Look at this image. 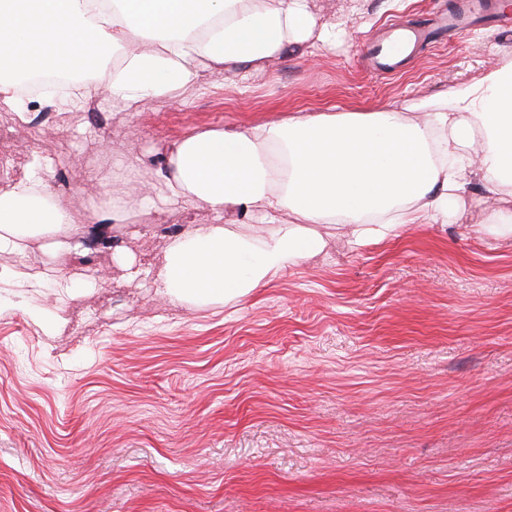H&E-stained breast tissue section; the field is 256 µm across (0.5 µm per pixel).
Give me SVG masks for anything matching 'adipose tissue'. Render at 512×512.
I'll return each instance as SVG.
<instances>
[{
    "instance_id": "1",
    "label": "adipose tissue",
    "mask_w": 512,
    "mask_h": 512,
    "mask_svg": "<svg viewBox=\"0 0 512 512\" xmlns=\"http://www.w3.org/2000/svg\"><path fill=\"white\" fill-rule=\"evenodd\" d=\"M343 23L317 22L308 0H0V108L25 119L14 74L84 70L88 82L48 98L79 111L107 89L137 106L197 83L201 67L264 69L289 47L336 44ZM422 122L393 111L307 114L242 130L185 136L170 150L164 176L174 202L262 210L273 230L256 238L221 224L170 243L160 297L239 299L287 265L320 254L318 227L347 224L356 244L406 224L447 216L474 172L494 193L512 173V60L476 86H460L442 106L420 101ZM478 149L480 170L469 152ZM51 155L36 151L26 181L0 194V253L26 255L29 240L70 246L86 216L72 212L44 175ZM295 224H276V212Z\"/></svg>"
}]
</instances>
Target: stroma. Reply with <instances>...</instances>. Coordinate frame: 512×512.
<instances>
[{"label":"stroma","mask_w":512,"mask_h":512,"mask_svg":"<svg viewBox=\"0 0 512 512\" xmlns=\"http://www.w3.org/2000/svg\"><path fill=\"white\" fill-rule=\"evenodd\" d=\"M454 0H309L345 37L288 49L127 107L0 109V193L48 146L47 179L107 215L108 245L30 244L0 272V512H512V238L473 182L459 212L358 246L322 226L323 254L226 302H171L155 280L172 239L213 223L262 234L257 212L173 204L159 171L191 133L304 112L442 102L512 59V18L370 73L367 41ZM151 189L157 214L139 198ZM64 276L69 288L56 287Z\"/></svg>","instance_id":"obj_1"}]
</instances>
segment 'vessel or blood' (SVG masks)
<instances>
[{"instance_id":"1","label":"vessel or blood","mask_w":512,"mask_h":512,"mask_svg":"<svg viewBox=\"0 0 512 512\" xmlns=\"http://www.w3.org/2000/svg\"><path fill=\"white\" fill-rule=\"evenodd\" d=\"M493 12L489 0H455L448 11L436 14L421 29L401 25L389 26L372 39L366 57L370 68L378 73L399 71L406 58L422 45L443 37H457L467 31L489 25Z\"/></svg>"}]
</instances>
